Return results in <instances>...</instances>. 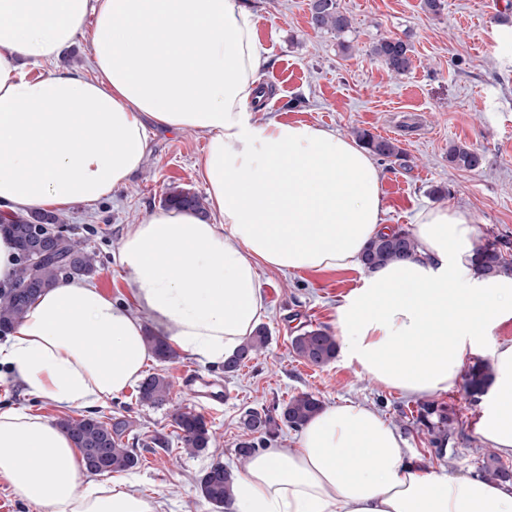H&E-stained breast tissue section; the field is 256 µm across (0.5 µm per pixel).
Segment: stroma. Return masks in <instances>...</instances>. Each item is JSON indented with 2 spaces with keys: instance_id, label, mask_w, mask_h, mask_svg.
I'll return each mask as SVG.
<instances>
[{
  "instance_id": "obj_1",
  "label": "stroma",
  "mask_w": 512,
  "mask_h": 512,
  "mask_svg": "<svg viewBox=\"0 0 512 512\" xmlns=\"http://www.w3.org/2000/svg\"><path fill=\"white\" fill-rule=\"evenodd\" d=\"M245 3L254 15L259 46L270 59L259 82L264 97L254 105L256 120L317 124L348 137L365 129L391 139L406 157L379 162L388 225L411 229L415 212L438 202L473 214L476 242L495 237L512 244V0H501L496 10L489 0H444L436 16L422 11L421 0H339L351 21L340 37L311 27L310 0ZM387 37L410 43L407 74H392L371 54L373 43ZM65 68L95 77L88 40L26 71L39 77ZM455 143L483 152L482 167L465 171L449 163L448 149ZM205 149L206 139L197 131L152 130L147 156L128 184L98 202L59 212L69 236L96 253L97 271L90 281L113 300L125 298L132 277L117 259L128 225L162 209L169 187L206 195L201 175ZM437 187L445 192L438 201L431 196ZM258 274L267 307L262 323L271 341L237 375L225 376L223 367L181 353L147 366L148 372L172 381L169 404L141 405L130 388L85 408L36 397L5 372L0 374V410L19 407L54 420L89 414L108 422L122 415L132 437H164L166 449L144 450L137 467L118 474L129 488L156 496L160 512H218L202 496L197 478L217 461L238 469L235 448L247 410L270 408L303 392L326 404L348 400L370 406L398 429L412 453L434 467L477 474L487 450L476 432L482 404L467 398L463 389L430 398L452 409L459 421L448 457L439 458L426 431L412 422L421 398L370 381L343 358L316 368L293 353L291 340L303 330L335 329L336 307L360 286V269L285 274L263 266ZM190 374L223 384V406L210 409L193 387L183 386ZM178 406L205 416L216 438L213 448L195 456L183 451L171 417Z\"/></svg>"
}]
</instances>
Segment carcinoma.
<instances>
[{
	"label": "carcinoma",
	"instance_id": "cac0c4a2",
	"mask_svg": "<svg viewBox=\"0 0 512 512\" xmlns=\"http://www.w3.org/2000/svg\"><path fill=\"white\" fill-rule=\"evenodd\" d=\"M311 25L317 30L334 31L338 34L350 28L348 16L341 10L339 0H312ZM371 53L381 59L388 70L395 75L407 73L412 66L411 46L401 38H384L373 44ZM359 142L370 153L386 159H398L404 155L393 141L378 137L367 130L356 132ZM448 161L460 169L478 170L483 164V155L478 151L464 146L453 145L448 150ZM165 205L174 209H188L205 213L204 201L196 193L168 188L164 198ZM21 258L16 279L12 287L0 289V334L7 333L23 318L31 301L41 292L53 287L68 268L73 273L92 276L96 273V261L81 243L71 237H65L62 248L52 257L32 265L23 258L24 238L17 232L11 234ZM416 249V240L407 230L397 227L390 233H383L370 240L364 248L362 262L367 268L402 260L412 255ZM477 272L483 275L512 273V259L506 258L503 248L498 242L487 241L475 249ZM146 341L155 358L165 362L175 355L162 337L151 332L147 333ZM269 333L266 327L260 326L245 338L237 351L224 362V374L232 377L246 363L267 347ZM337 341L327 329L317 327L305 330L294 336L291 342L292 351L307 363L321 368L336 358ZM488 383L485 369L476 366L465 378L464 390L467 396L474 397L484 392ZM172 384L167 377L152 373L147 375L138 386L139 403L147 406H159L169 400ZM322 408V402L314 395L301 393L272 409H251L245 413L244 426L253 438H247L236 444L235 451L241 458H246L258 451L264 440L277 436L282 427L300 429ZM176 428L180 431L183 448L191 455H199L208 451L212 442V433L205 417L193 409L184 407L176 412L173 418ZM58 423L72 437L75 447L81 453L89 450L103 449V469L99 474H110L126 471L136 467L140 455L136 449L128 447L123 438L129 429L130 422L126 419L112 418L107 423L97 417L83 415L79 418L66 417ZM416 423L426 428L431 440L452 437L455 430L454 419L447 409L425 404L418 410ZM508 466L493 452L484 454L480 467L482 476L487 479L503 482ZM233 474L220 462L200 477L199 487L203 496L211 503L222 506L230 498Z\"/></svg>",
	"mask_w": 512,
	"mask_h": 512
}]
</instances>
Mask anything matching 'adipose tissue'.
Masks as SVG:
<instances>
[{
  "mask_svg": "<svg viewBox=\"0 0 512 512\" xmlns=\"http://www.w3.org/2000/svg\"><path fill=\"white\" fill-rule=\"evenodd\" d=\"M88 39L96 78H36ZM267 58L243 0H0V211L94 203L140 168L150 129L207 140L202 175L214 221L162 209L129 225L119 262L130 299L82 278L42 292L0 344L37 397L89 406L123 393L152 358L146 331L223 363L266 314L260 266L362 268L385 232L383 171L354 140L317 125L258 122L251 105ZM415 254L362 269L338 305L341 353L408 397L445 394L467 358L512 322V276L478 275L469 211L425 206ZM480 439L512 456V339L493 341ZM55 421L0 413V478L36 512H158L124 482H85ZM226 512H512V483L433 467L375 410L324 406L297 447L268 445L236 472Z\"/></svg>",
  "mask_w": 512,
  "mask_h": 512,
  "instance_id": "obj_1",
  "label": "adipose tissue"
}]
</instances>
